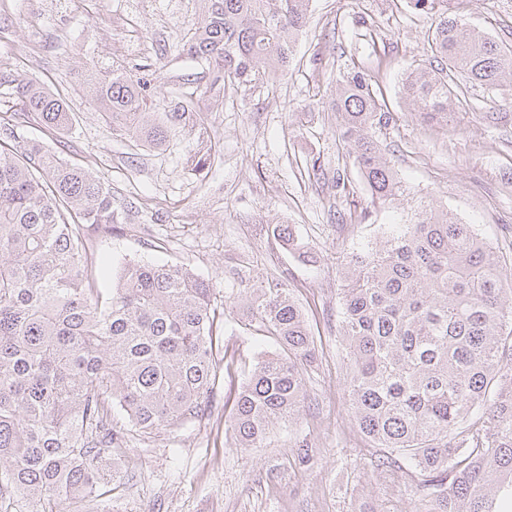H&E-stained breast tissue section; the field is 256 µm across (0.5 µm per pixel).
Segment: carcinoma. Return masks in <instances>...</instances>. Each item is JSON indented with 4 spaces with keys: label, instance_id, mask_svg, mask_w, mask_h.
<instances>
[{
    "label": "carcinoma",
    "instance_id": "cac0c4a2",
    "mask_svg": "<svg viewBox=\"0 0 512 512\" xmlns=\"http://www.w3.org/2000/svg\"><path fill=\"white\" fill-rule=\"evenodd\" d=\"M310 0H200L202 16L183 50L206 62L214 82L243 91L288 73L308 25ZM428 65L405 79L421 121L448 126L459 74L480 86L512 83V47L437 10ZM144 78L112 63L88 79L103 122L151 149L165 121L144 108ZM24 111L56 134L74 113L32 79L16 85ZM348 154L374 204L402 185L376 132L391 112L359 70L344 72L332 104ZM0 139V507L4 512H78L112 492V455L122 450L121 412L150 435L204 414L218 373L216 331L225 312L213 284L186 268L127 262L112 295L96 288L102 263L82 241L84 225L120 223L111 188L88 169L32 142ZM341 289L349 406L360 431L412 469L428 512L512 508V271L470 224L425 207L407 224L356 251ZM250 324L282 352L263 357L235 399L231 429L243 448L275 424L299 419L301 365L313 358L302 310L279 283L245 288Z\"/></svg>",
    "mask_w": 512,
    "mask_h": 512
}]
</instances>
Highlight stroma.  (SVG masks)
<instances>
[{
    "mask_svg": "<svg viewBox=\"0 0 512 512\" xmlns=\"http://www.w3.org/2000/svg\"><path fill=\"white\" fill-rule=\"evenodd\" d=\"M449 16L512 45V0H447ZM293 65L273 86L247 93L214 85L182 51L197 0H0V113L20 111L17 80L41 81L74 112L70 131L36 119L14 128L89 168L121 216L111 234L83 231L97 256L182 266L210 280L224 322L219 380L204 416L174 431L129 434L112 458V499L90 512H426L416 474L381 475L384 455L348 407V365L338 294L362 244L407 223L421 204L448 209L512 263V84L457 77L463 107L447 127L421 123L403 80L424 65L429 15L406 0H311ZM149 65L144 101L183 112L164 149L113 135L83 96L91 68ZM362 68L393 115L377 138L405 193L384 206L349 159L330 102L340 72ZM211 150L204 166L193 156ZM289 224L296 251L274 237ZM280 282L309 322L315 357L302 368L304 408L273 426L259 448L228 429L235 396L274 337L250 327L249 282Z\"/></svg>",
    "mask_w": 512,
    "mask_h": 512,
    "instance_id": "obj_1",
    "label": "stroma"
}]
</instances>
